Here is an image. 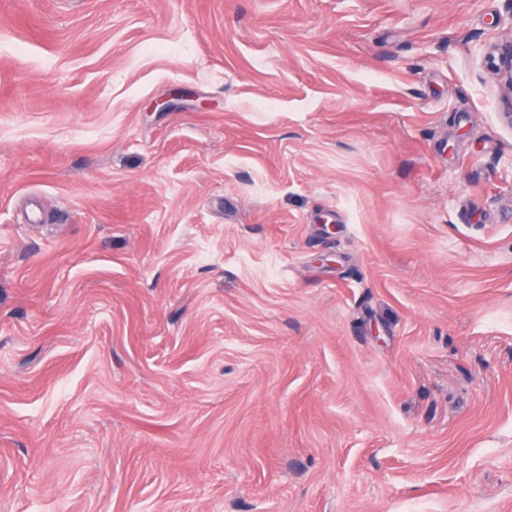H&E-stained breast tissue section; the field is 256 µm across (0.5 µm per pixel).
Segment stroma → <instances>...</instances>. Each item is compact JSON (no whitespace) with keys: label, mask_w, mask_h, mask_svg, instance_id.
I'll return each instance as SVG.
<instances>
[{"label":"stroma","mask_w":512,"mask_h":512,"mask_svg":"<svg viewBox=\"0 0 512 512\" xmlns=\"http://www.w3.org/2000/svg\"><path fill=\"white\" fill-rule=\"evenodd\" d=\"M510 34L0 0V512H512ZM494 70L500 75L506 93L507 112H503L506 121L512 125V36L494 46L489 53Z\"/></svg>","instance_id":"1"}]
</instances>
